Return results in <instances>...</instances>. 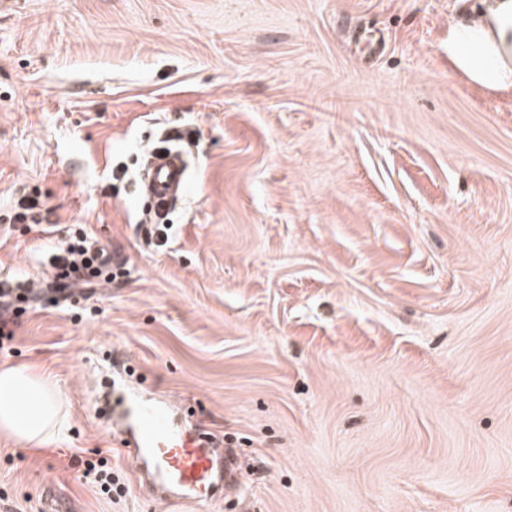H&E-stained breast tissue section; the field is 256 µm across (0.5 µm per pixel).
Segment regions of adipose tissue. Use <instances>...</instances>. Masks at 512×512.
I'll list each match as a JSON object with an SVG mask.
<instances>
[{
  "label": "adipose tissue",
  "mask_w": 512,
  "mask_h": 512,
  "mask_svg": "<svg viewBox=\"0 0 512 512\" xmlns=\"http://www.w3.org/2000/svg\"><path fill=\"white\" fill-rule=\"evenodd\" d=\"M66 428L62 395L50 382L21 366L0 365V436L39 446Z\"/></svg>",
  "instance_id": "adipose-tissue-1"
}]
</instances>
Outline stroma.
<instances>
[{"label":"stroma","mask_w":512,"mask_h":512,"mask_svg":"<svg viewBox=\"0 0 512 512\" xmlns=\"http://www.w3.org/2000/svg\"><path fill=\"white\" fill-rule=\"evenodd\" d=\"M481 6L0 0V281L42 282L78 228L122 258L0 354L69 424L0 438V512H192L92 407L109 349L244 456L208 512H512V89L448 55ZM168 133L189 182L163 242L138 164ZM107 464L108 459L104 457L96 461L87 460L82 476L95 482L102 492L112 495V466Z\"/></svg>","instance_id":"obj_1"}]
</instances>
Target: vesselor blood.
<instances>
[{
  "label": "vessel or blood",
  "instance_id": "vessel-or-blood-1",
  "mask_svg": "<svg viewBox=\"0 0 512 512\" xmlns=\"http://www.w3.org/2000/svg\"><path fill=\"white\" fill-rule=\"evenodd\" d=\"M187 182V165L178 158L163 156L153 166L146 191L158 203L169 206L179 200ZM115 390V382L104 379L102 391L94 395L96 411L102 419L115 420L128 444L136 448L134 463L147 473L151 486L169 501L199 508L211 504L223 469V456L212 439L177 422L166 405L135 401L124 411H116L112 404Z\"/></svg>",
  "mask_w": 512,
  "mask_h": 512
}]
</instances>
